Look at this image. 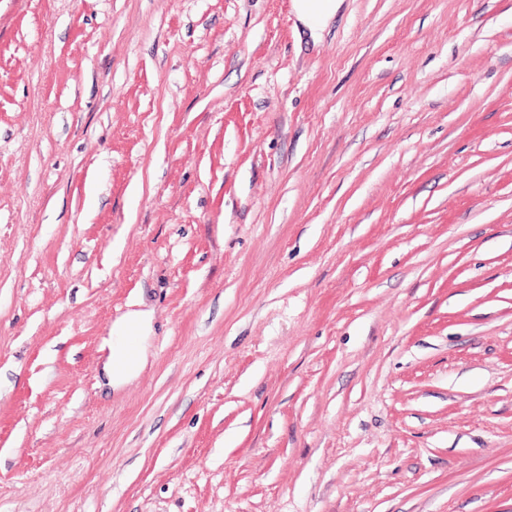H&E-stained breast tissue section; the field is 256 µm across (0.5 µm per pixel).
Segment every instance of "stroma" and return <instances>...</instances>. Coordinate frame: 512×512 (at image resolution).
Masks as SVG:
<instances>
[{
  "mask_svg": "<svg viewBox=\"0 0 512 512\" xmlns=\"http://www.w3.org/2000/svg\"><path fill=\"white\" fill-rule=\"evenodd\" d=\"M0 512H512V0H0ZM342 0H293L292 8L311 30H319L336 14ZM142 317L140 313H129L112 327L110 357L104 365V372L112 381V386L140 372L145 355L138 332Z\"/></svg>",
  "mask_w": 512,
  "mask_h": 512,
  "instance_id": "35a3bbf8",
  "label": "stroma"
}]
</instances>
